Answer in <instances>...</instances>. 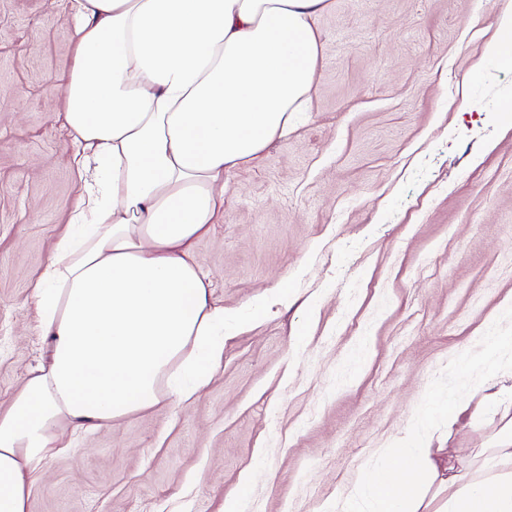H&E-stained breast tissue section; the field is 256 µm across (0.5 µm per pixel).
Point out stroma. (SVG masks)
Returning <instances> with one entry per match:
<instances>
[{
    "label": "stroma",
    "instance_id": "1",
    "mask_svg": "<svg viewBox=\"0 0 512 512\" xmlns=\"http://www.w3.org/2000/svg\"><path fill=\"white\" fill-rule=\"evenodd\" d=\"M502 0H329L310 109L231 172L197 258L236 331L190 401L73 438L29 512H336L402 442L470 477L512 448V70ZM70 0H0V404L81 194L56 115ZM262 316H252L255 302ZM458 404L455 415L442 406ZM512 2L505 1L498 19V37L492 47V56L496 65L503 69H512Z\"/></svg>",
    "mask_w": 512,
    "mask_h": 512
}]
</instances>
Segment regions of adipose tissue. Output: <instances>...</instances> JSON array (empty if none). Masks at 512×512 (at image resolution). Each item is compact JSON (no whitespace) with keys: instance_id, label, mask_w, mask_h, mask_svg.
<instances>
[{"instance_id":"1","label":"adipose tissue","mask_w":512,"mask_h":512,"mask_svg":"<svg viewBox=\"0 0 512 512\" xmlns=\"http://www.w3.org/2000/svg\"><path fill=\"white\" fill-rule=\"evenodd\" d=\"M326 0H73L64 129L84 183L34 289L44 353L0 409V512L65 433H88L207 385L237 318L196 256L224 213V180L288 134L310 98ZM367 475L376 512H420L401 485L447 471L438 512H512V448L459 482L452 461L403 446Z\"/></svg>"}]
</instances>
